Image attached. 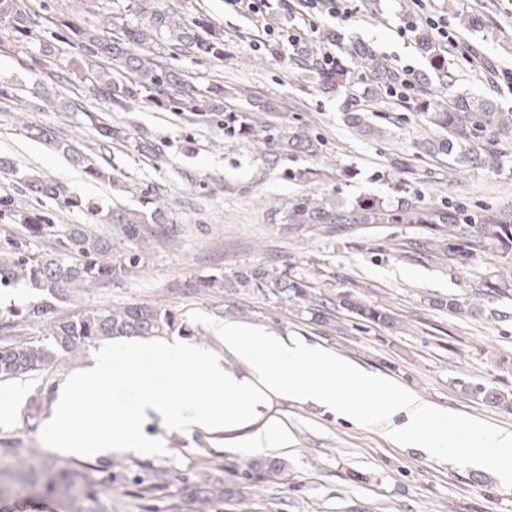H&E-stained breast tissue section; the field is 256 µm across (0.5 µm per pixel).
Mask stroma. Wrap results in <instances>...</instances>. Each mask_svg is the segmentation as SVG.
<instances>
[{"instance_id":"stroma-1","label":"stroma","mask_w":512,"mask_h":512,"mask_svg":"<svg viewBox=\"0 0 512 512\" xmlns=\"http://www.w3.org/2000/svg\"><path fill=\"white\" fill-rule=\"evenodd\" d=\"M176 2L186 18L203 17L223 28L224 56L180 54L169 58V66L198 83L223 81L231 109L254 100L269 104L267 133L255 139L231 134L221 113L194 116L155 102L110 110L82 96L71 74L45 92L22 57L0 53V86L20 90L30 103L20 111L0 98V156L102 208L142 210L153 202L174 219L171 241L151 245L124 282L81 289L57 305L54 317L148 301L180 313L197 330L190 344L223 353L225 368L238 373L244 365L224 354L214 328L227 320L259 326L384 374L453 418L512 430V300L479 293L485 281L512 266V251L492 246L466 261L411 256L406 245L429 239L426 226L297 233L265 221L273 201L331 191L346 203L380 197L396 205L418 195L437 205L461 202L474 211L512 214V139L498 140L499 165L449 166L447 157L420 150V142L438 132L404 101L378 102L371 132L360 133L347 119L346 88L327 87L315 73L316 54L330 49L322 36L331 32L344 47L365 45L395 68L411 67L416 86L440 91L438 73L409 31L431 17L448 28L444 50L457 88L511 111L512 0H342L345 13L338 18L300 13L298 0H274V20L294 11L304 34L299 47L274 51L262 47L264 22L225 0ZM60 94L70 100L68 110L53 105ZM90 109L121 128L123 138H101L86 116ZM288 125L320 138V155L282 153L271 131ZM32 127L78 143L119 177V186L87 176L31 137ZM309 169L323 172V179L298 180ZM1 196L19 210L49 212L58 224L86 221L80 211L33 197L16 176L0 173ZM252 269L298 281L307 300L204 285ZM451 298L469 305L449 311ZM348 299L388 311L394 325L361 320L345 307ZM91 353L85 347L60 355L47 370L23 377L25 404L8 406L0 420V463L31 460L54 473L84 471L78 503L70 504L63 486L48 488L43 476L28 487L0 479V498L28 499L34 512H72L76 505L83 512L102 506L109 512H195L210 488L217 495L206 512H512V484L464 466L454 452L403 448L378 426L345 422L314 404L282 398L272 399L262 417L281 422L288 437L269 448L242 447L240 429L191 432L153 422L146 429L161 445L147 452L107 459L59 455L49 448L46 428L53 391ZM273 460L285 465L273 481L242 479L243 469Z\"/></svg>"}]
</instances>
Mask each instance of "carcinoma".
<instances>
[{"label": "carcinoma", "mask_w": 512, "mask_h": 512, "mask_svg": "<svg viewBox=\"0 0 512 512\" xmlns=\"http://www.w3.org/2000/svg\"><path fill=\"white\" fill-rule=\"evenodd\" d=\"M105 18L104 25L78 24L65 14L60 17L39 14L22 0H0L3 27L0 51L25 57L26 65L37 75L41 86L54 84L61 78L57 62L63 59L62 53L54 45L41 43L36 47L30 42L39 31L51 30L60 42L78 43L82 54L71 59L70 67L76 70L77 88L90 99L121 107L138 99L150 102L165 99L179 112H222L224 122L238 127L245 135L254 137L264 132V126L258 124L250 111L224 106V85L220 81L197 85L180 71L163 64L167 52L224 57V36L213 23L205 18L185 20L175 3L163 7L140 6L138 11L130 13L116 11ZM415 40L418 49L444 79V85L452 86L454 78L440 46L422 29L416 31ZM346 53L349 65L341 66L336 82H346L355 74L369 80L368 93L359 94L355 90L349 93L352 101L365 100L352 108L348 120L358 131L366 132L372 128L368 102L390 94L398 83V71L366 47L348 49ZM420 94L425 96L418 102L421 115L426 122L444 131L442 137L423 143L427 152L446 156L455 164L491 166L498 162L496 145L491 141L481 145L479 140L489 130L499 136L512 134V111H502L493 100H471L451 89L448 98L441 101L425 90ZM276 141L288 152L315 156L321 151L317 138L291 127L276 130ZM49 143L70 156L89 177L117 183L109 170L72 142L51 138ZM26 186L36 197L55 199L66 209L84 213L87 223L54 224L44 214L14 210L10 203L0 201V218L20 225L26 234L48 237L54 242L53 251L39 253L31 251L21 235L0 241V288L24 282L43 295L40 301L9 309L0 330L46 321L47 333L54 339V345L49 347L37 339L21 341L5 335L0 346V382L48 367L60 351L74 352L107 339L166 336L175 331L193 335L176 312L144 302L88 308L70 318L49 320L56 304L70 300L73 289L117 283L139 268L145 248L168 240L164 226L173 223V216L158 207L149 211L123 208L105 211L89 200L67 194L57 183L31 173L26 176ZM267 218L272 224H288L298 231L320 224L363 230L379 224H430L435 237L415 247L444 257L458 253L466 259L475 258L490 245L512 248V215L490 209L473 212L460 204L445 208L425 203L418 196L403 199L396 208L378 198H359L340 207L336 205L334 192L319 198L303 193L292 201L274 204ZM97 224L115 225L116 234L126 246H117L114 237L95 228ZM251 284L260 290L267 287L284 300L290 294L300 300L306 297L300 283L263 269L237 275L229 287ZM484 288L492 294L512 297V274L501 273ZM347 306L366 322L385 325L391 322L386 311L376 306L360 302H349ZM47 478L51 487L62 483L73 500L78 498L74 490L85 482V474L77 471L62 470Z\"/></svg>", "instance_id": "cac0c4a2"}]
</instances>
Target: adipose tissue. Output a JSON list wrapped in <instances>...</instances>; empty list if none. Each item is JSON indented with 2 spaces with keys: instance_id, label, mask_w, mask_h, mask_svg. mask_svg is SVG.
Wrapping results in <instances>:
<instances>
[{
  "instance_id": "adipose-tissue-1",
  "label": "adipose tissue",
  "mask_w": 512,
  "mask_h": 512,
  "mask_svg": "<svg viewBox=\"0 0 512 512\" xmlns=\"http://www.w3.org/2000/svg\"><path fill=\"white\" fill-rule=\"evenodd\" d=\"M217 333L245 373L225 369L222 356L176 336L99 343L55 391L52 451L92 459L137 454L159 445L146 432L148 423L212 432L229 420L255 418L278 397L316 404L355 424L381 426L404 448L428 454L461 449L466 464L512 482L511 430L451 422L440 407L321 346L232 321ZM375 392V404L360 402V394Z\"/></svg>"
}]
</instances>
